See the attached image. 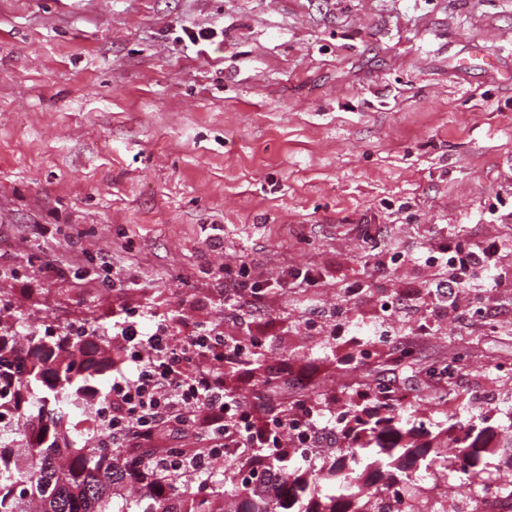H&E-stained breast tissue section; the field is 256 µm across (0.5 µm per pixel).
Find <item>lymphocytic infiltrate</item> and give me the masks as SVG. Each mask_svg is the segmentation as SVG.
<instances>
[{"label": "lymphocytic infiltrate", "instance_id": "f902f5d3", "mask_svg": "<svg viewBox=\"0 0 512 512\" xmlns=\"http://www.w3.org/2000/svg\"><path fill=\"white\" fill-rule=\"evenodd\" d=\"M436 252L448 269L447 277L432 283L438 304L455 308L465 278L485 275L486 290L506 283L505 274L496 272L498 250L493 246L466 245L449 249L437 246ZM123 341L135 347L138 364L134 378L116 379L110 391L112 419L107 431L116 448L146 447L157 428L179 425L203 435L206 447L191 456L150 454L143 463L164 473L191 467L205 470L223 457L226 449H251L250 468L262 473L266 448H321L323 430L308 405L283 416L263 412L224 390L223 362L239 359L250 346L238 337L217 341L209 335H191L173 341L166 326L141 332L121 330Z\"/></svg>", "mask_w": 512, "mask_h": 512}]
</instances>
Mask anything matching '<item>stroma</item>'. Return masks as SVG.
Masks as SVG:
<instances>
[{"label":"stroma","mask_w":512,"mask_h":512,"mask_svg":"<svg viewBox=\"0 0 512 512\" xmlns=\"http://www.w3.org/2000/svg\"><path fill=\"white\" fill-rule=\"evenodd\" d=\"M213 31L194 43L187 34ZM512 271V0H0V317L66 335L135 317L258 337L282 400L388 323L420 441L448 415L512 424V288L438 312L429 244ZM135 274L101 283V259ZM248 263L265 301L232 300ZM320 284L281 288L285 274ZM478 342L442 391L423 367Z\"/></svg>","instance_id":"1"}]
</instances>
